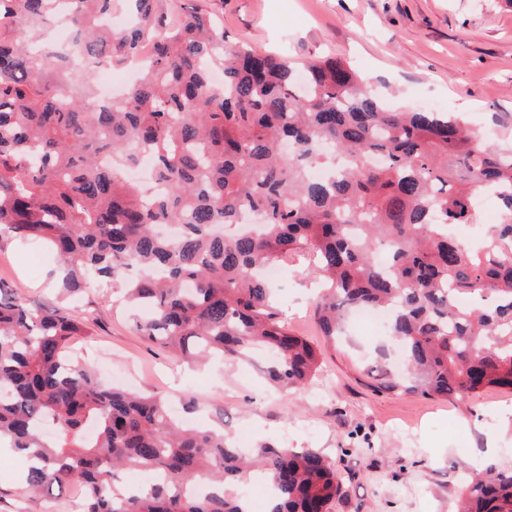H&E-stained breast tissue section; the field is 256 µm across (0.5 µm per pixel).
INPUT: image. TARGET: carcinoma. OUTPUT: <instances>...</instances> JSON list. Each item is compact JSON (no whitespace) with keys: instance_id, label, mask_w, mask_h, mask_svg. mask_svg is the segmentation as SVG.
Segmentation results:
<instances>
[{"instance_id":"cac0c4a2","label":"carcinoma","mask_w":512,"mask_h":512,"mask_svg":"<svg viewBox=\"0 0 512 512\" xmlns=\"http://www.w3.org/2000/svg\"><path fill=\"white\" fill-rule=\"evenodd\" d=\"M114 2L0 0V238L54 249L66 296L108 279L147 312L139 334L187 362L271 351L264 374L288 389L316 375L318 353L288 331L262 270L304 255L322 278L326 341L345 310H388L407 374H389L381 353L373 391L512 389V142L453 113L390 109L341 58L309 62L299 88L288 56L224 47L205 9L171 22L156 0H127L132 24L104 30ZM50 20L79 32L90 58L140 61L122 99L89 108L92 76L74 82L60 47L35 48ZM142 151L151 195L126 178ZM482 192L501 219L471 250L449 229L477 221ZM246 211L256 229L219 230ZM87 325L0 291V443L32 492L77 486L79 512H244L239 488L259 473L271 512H328L343 494L317 449L265 444L248 460L224 435L170 419L159 397L103 385L66 354ZM120 467L151 482L116 493ZM457 512H512V468L466 478Z\"/></svg>"}]
</instances>
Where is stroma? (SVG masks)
Listing matches in <instances>:
<instances>
[{"label": "stroma", "instance_id": "35a3bbf8", "mask_svg": "<svg viewBox=\"0 0 512 512\" xmlns=\"http://www.w3.org/2000/svg\"><path fill=\"white\" fill-rule=\"evenodd\" d=\"M169 17L204 7L231 44L294 62H350L391 107L436 100L490 139H512V7L505 0H158ZM273 287L289 329L322 351L304 389L269 390L259 359L178 361L140 336L137 311L95 284L74 300L93 315L74 348L105 382L160 395L181 417L250 451L264 444L322 450L345 481L329 512H454L462 478L486 459L512 466V393L472 399L372 391L366 374L382 333L346 324L326 343L314 317L316 279L305 260H282ZM56 262L0 240V286L41 307L58 305ZM16 455L0 456V512H78L75 490L30 499Z\"/></svg>", "mask_w": 512, "mask_h": 512}]
</instances>
